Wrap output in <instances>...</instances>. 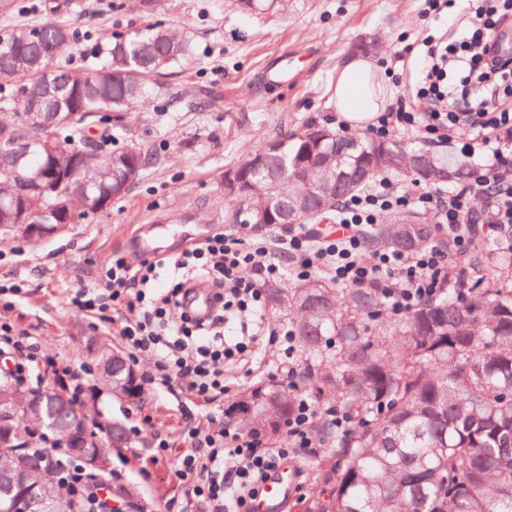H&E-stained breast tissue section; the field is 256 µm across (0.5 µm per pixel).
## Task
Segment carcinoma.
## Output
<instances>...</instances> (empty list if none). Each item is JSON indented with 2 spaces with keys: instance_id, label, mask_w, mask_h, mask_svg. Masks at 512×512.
<instances>
[{
  "instance_id": "1",
  "label": "carcinoma",
  "mask_w": 512,
  "mask_h": 512,
  "mask_svg": "<svg viewBox=\"0 0 512 512\" xmlns=\"http://www.w3.org/2000/svg\"><path fill=\"white\" fill-rule=\"evenodd\" d=\"M78 31L53 22L18 28L0 38V192L25 198L38 220H54V199L40 176L84 173L68 183L62 213L80 224L100 212L96 198L112 183V157L129 156L135 185L149 165L142 147L110 150L89 135L86 119L97 112H126L145 102L154 80L188 55L184 32L159 25L117 32L97 47L99 63L70 70ZM43 113L42 124L27 113ZM249 152L238 170L251 183L255 218L314 224L336 213L341 200L381 177L436 188L462 183L470 165L400 140L342 136L315 120L297 134ZM27 155V167L16 159ZM471 251L455 262V288L413 311L389 312V295L376 281L338 288L310 277L289 288H267L275 310L295 313L293 329L304 364L300 376L323 404L342 402L355 427L341 435L345 449L322 512H512V231L487 235L472 220ZM437 244L453 252L438 225L398 215L361 232L365 254L410 253ZM112 393L126 396L131 367L110 349ZM0 425L17 445L29 424L11 410L15 391L0 380ZM142 398L141 388L130 395ZM43 430L82 455L76 439L80 407L53 389L37 390ZM248 424L275 432L296 410L289 387L266 384L247 396ZM117 421L107 424L100 447L104 462L126 443ZM18 462L0 446V512H44L49 500L64 512L81 506L62 493L52 468L23 447Z\"/></svg>"
}]
</instances>
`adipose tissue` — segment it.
<instances>
[{"mask_svg": "<svg viewBox=\"0 0 512 512\" xmlns=\"http://www.w3.org/2000/svg\"><path fill=\"white\" fill-rule=\"evenodd\" d=\"M336 110L353 127L371 122L387 105V80L373 61L354 57L336 73Z\"/></svg>", "mask_w": 512, "mask_h": 512, "instance_id": "adipose-tissue-1", "label": "adipose tissue"}]
</instances>
